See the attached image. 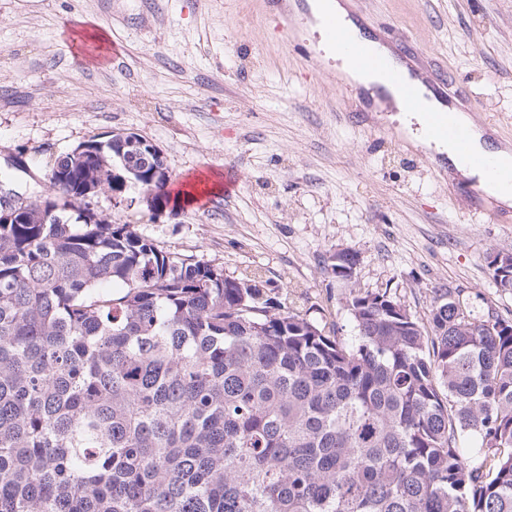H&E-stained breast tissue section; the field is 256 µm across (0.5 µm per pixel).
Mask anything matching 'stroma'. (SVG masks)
I'll return each mask as SVG.
<instances>
[{"mask_svg":"<svg viewBox=\"0 0 512 512\" xmlns=\"http://www.w3.org/2000/svg\"><path fill=\"white\" fill-rule=\"evenodd\" d=\"M370 25L413 35L512 146V0H364ZM303 61L267 24L259 0H0V168L20 156L15 189L47 191L57 158L112 132L161 152L169 192L196 178L199 201L95 210L164 250L261 273L310 318L353 334L349 292L332 271L356 252L358 289H390L420 322L452 290L481 317L512 319L489 253H512V223L469 213L429 169L393 113L363 126L332 76L308 82ZM232 171V193L222 188Z\"/></svg>","mask_w":512,"mask_h":512,"instance_id":"stroma-1","label":"stroma"}]
</instances>
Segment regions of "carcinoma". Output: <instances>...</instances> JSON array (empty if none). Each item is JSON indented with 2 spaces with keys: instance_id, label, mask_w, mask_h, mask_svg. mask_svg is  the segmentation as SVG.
<instances>
[{
  "instance_id": "carcinoma-1",
  "label": "carcinoma",
  "mask_w": 512,
  "mask_h": 512,
  "mask_svg": "<svg viewBox=\"0 0 512 512\" xmlns=\"http://www.w3.org/2000/svg\"><path fill=\"white\" fill-rule=\"evenodd\" d=\"M117 132L0 222V512H512V321L350 288L355 336L85 197L169 201ZM512 290V254L489 263Z\"/></svg>"
}]
</instances>
